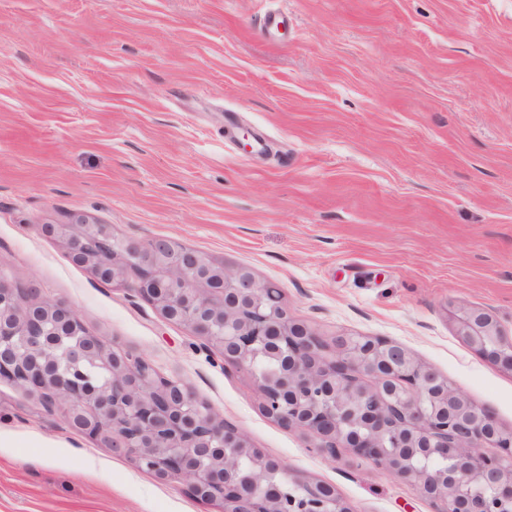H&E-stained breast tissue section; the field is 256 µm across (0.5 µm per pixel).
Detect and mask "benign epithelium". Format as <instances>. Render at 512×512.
I'll use <instances>...</instances> for the list:
<instances>
[{"label":"benign epithelium","instance_id":"obj_1","mask_svg":"<svg viewBox=\"0 0 512 512\" xmlns=\"http://www.w3.org/2000/svg\"><path fill=\"white\" fill-rule=\"evenodd\" d=\"M76 265L140 296L224 365L257 383L262 411L330 460L348 452L412 484L436 512H512V430L402 345L330 339L266 301V283L168 239L112 234L78 214L44 224ZM457 336L512 373V336L482 308ZM0 382L160 482L180 481L220 512H352L334 486L255 448L237 427L144 355L90 332L76 310L0 271Z\"/></svg>","mask_w":512,"mask_h":512}]
</instances>
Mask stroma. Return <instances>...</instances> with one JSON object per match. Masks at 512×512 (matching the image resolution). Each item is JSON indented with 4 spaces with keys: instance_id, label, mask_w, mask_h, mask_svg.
<instances>
[{
    "instance_id": "1",
    "label": "stroma",
    "mask_w": 512,
    "mask_h": 512,
    "mask_svg": "<svg viewBox=\"0 0 512 512\" xmlns=\"http://www.w3.org/2000/svg\"><path fill=\"white\" fill-rule=\"evenodd\" d=\"M75 214L247 267L326 337L399 342L512 430V374L453 318L481 307L512 335V0H0L8 276L352 512H435L378 466L317 454L246 371L73 264L41 227ZM0 512L218 509L0 383Z\"/></svg>"
}]
</instances>
